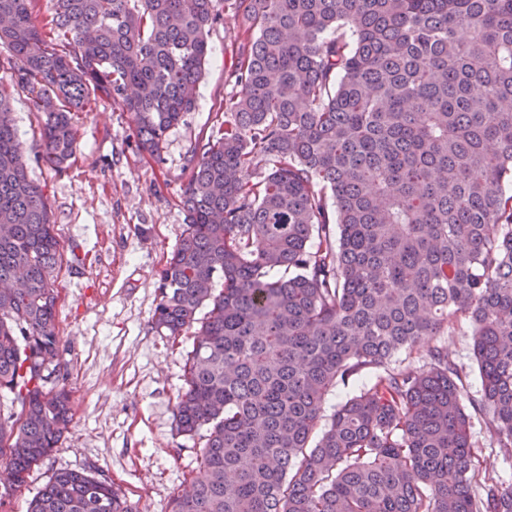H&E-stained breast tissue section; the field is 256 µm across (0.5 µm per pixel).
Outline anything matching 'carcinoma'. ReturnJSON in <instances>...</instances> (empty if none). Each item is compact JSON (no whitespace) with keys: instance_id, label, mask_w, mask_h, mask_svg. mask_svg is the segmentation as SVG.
<instances>
[{"instance_id":"obj_1","label":"carcinoma","mask_w":512,"mask_h":512,"mask_svg":"<svg viewBox=\"0 0 512 512\" xmlns=\"http://www.w3.org/2000/svg\"><path fill=\"white\" fill-rule=\"evenodd\" d=\"M36 2L0 0V393L20 406L0 415V505L71 422L59 241L5 84L34 96L58 170L73 113L99 99L158 158L222 5L234 93L190 155L152 315L170 336L200 324L175 420L206 443L168 512H512V487L473 465L448 349L387 368L467 320L476 409L512 447V0H54L41 26ZM369 368L385 374L316 435L327 391ZM28 512L132 510L109 479L63 469Z\"/></svg>"}]
</instances>
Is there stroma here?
I'll return each instance as SVG.
<instances>
[{"label":"stroma","mask_w":512,"mask_h":512,"mask_svg":"<svg viewBox=\"0 0 512 512\" xmlns=\"http://www.w3.org/2000/svg\"><path fill=\"white\" fill-rule=\"evenodd\" d=\"M238 35V20L221 14L208 35L213 57L199 105L169 130L157 160L138 148L132 113L104 100L74 114L76 153L65 171L52 170L41 159V112L26 90H10L29 175L43 188L60 243L56 315L73 420L60 448L30 471L0 512H27L29 500L61 469L109 478L133 512H168L171 499L192 482L204 440L177 433L174 408L194 336L162 335L151 321L158 272L184 230L180 198L192 173L189 152L224 118L231 91L226 69ZM440 342L462 371L464 405L480 400L467 325ZM471 435L481 474L511 485L512 448L490 444L476 412Z\"/></svg>","instance_id":"obj_1"}]
</instances>
